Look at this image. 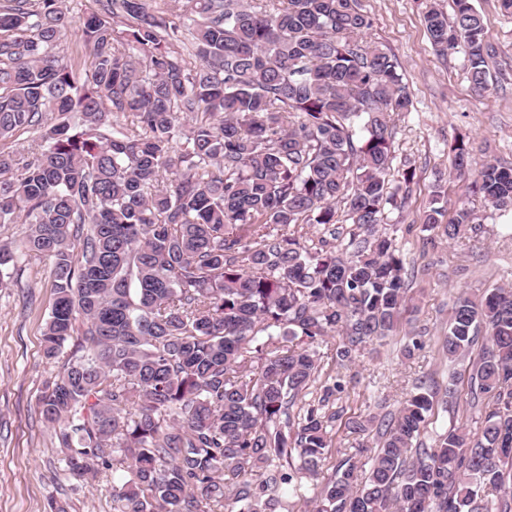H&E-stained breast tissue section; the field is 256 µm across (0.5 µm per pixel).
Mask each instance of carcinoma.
I'll use <instances>...</instances> for the list:
<instances>
[{"mask_svg":"<svg viewBox=\"0 0 512 512\" xmlns=\"http://www.w3.org/2000/svg\"><path fill=\"white\" fill-rule=\"evenodd\" d=\"M0 9V278L19 255L53 260L47 359L77 343L39 399L77 479L119 466L113 512H274L286 488L312 512H512V288L460 293L441 352L472 358L466 414L420 439L435 393L411 394L376 421V448L332 455L345 383L318 378L315 344L355 361L396 329L408 270L384 215L405 203L415 168L395 165L391 117L411 94L395 56L364 41L360 0H105L81 25L89 65L55 51L64 0ZM453 20L423 21L435 49L462 44L481 91L496 54L471 0ZM201 64L191 67L186 57ZM129 113L130 125L112 121ZM34 130L26 143L19 133ZM451 167L512 212V165L471 168L465 141ZM425 229L450 240L475 223L436 206ZM329 233L309 244L290 228ZM333 224H350L336 237ZM371 462L363 474V456Z\"/></svg>","mask_w":512,"mask_h":512,"instance_id":"carcinoma-1","label":"carcinoma"}]
</instances>
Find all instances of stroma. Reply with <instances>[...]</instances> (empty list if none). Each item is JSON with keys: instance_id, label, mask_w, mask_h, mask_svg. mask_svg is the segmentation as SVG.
Returning <instances> with one entry per match:
<instances>
[{"instance_id": "35a3bbf8", "label": "stroma", "mask_w": 512, "mask_h": 512, "mask_svg": "<svg viewBox=\"0 0 512 512\" xmlns=\"http://www.w3.org/2000/svg\"><path fill=\"white\" fill-rule=\"evenodd\" d=\"M371 16L370 37L394 53L412 94L409 112L393 117L392 140L397 160L416 167V182L403 209L387 214L406 255L409 295L414 312L404 314L396 336L378 353L359 358L346 369L352 382L340 403L348 415L383 416L396 411L419 382L446 400L452 385L447 365L437 352L448 331V316L459 291L478 294L512 286V214L493 209L467 190L465 179L450 171L449 149L456 138L469 139L475 164L489 158L512 163V14L499 0H472L497 50L489 63L486 89L467 78L464 50L438 55L425 30L421 0H361ZM71 23L58 52L83 63L80 20L99 10V0H65ZM441 185L439 201L445 217L458 206L473 208L481 226L448 241L424 230L420 217L432 185ZM52 260L23 255L0 284V512H46L48 500L67 512H112L111 473L90 482L65 479L63 452L52 427L40 416L39 398L62 365L47 361L42 331L54 298ZM425 336L426 347L404 357L408 332Z\"/></svg>"}]
</instances>
